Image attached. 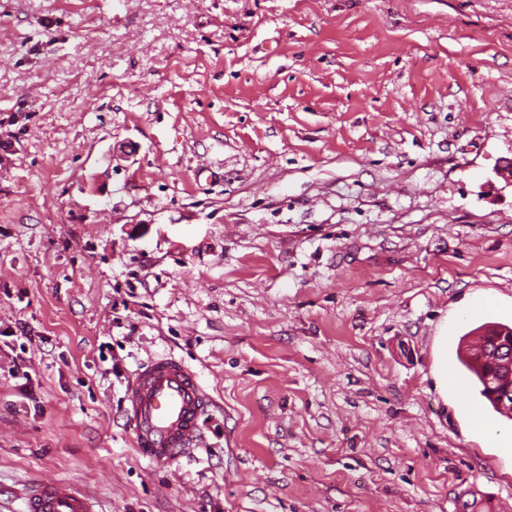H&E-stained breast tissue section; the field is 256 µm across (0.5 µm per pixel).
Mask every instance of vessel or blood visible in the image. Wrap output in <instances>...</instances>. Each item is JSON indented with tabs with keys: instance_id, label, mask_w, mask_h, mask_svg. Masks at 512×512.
<instances>
[{
	"instance_id": "1",
	"label": "vessel or blood",
	"mask_w": 512,
	"mask_h": 512,
	"mask_svg": "<svg viewBox=\"0 0 512 512\" xmlns=\"http://www.w3.org/2000/svg\"><path fill=\"white\" fill-rule=\"evenodd\" d=\"M126 425L138 454L157 464L179 461L203 443L200 419L211 398L197 375L172 357L154 359L126 387ZM28 512H94L72 485L46 480L29 494Z\"/></svg>"
}]
</instances>
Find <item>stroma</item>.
Listing matches in <instances>:
<instances>
[{"label": "stroma", "instance_id": "35a3bbf8", "mask_svg": "<svg viewBox=\"0 0 512 512\" xmlns=\"http://www.w3.org/2000/svg\"><path fill=\"white\" fill-rule=\"evenodd\" d=\"M512 0H0V512H512L456 358L512 324ZM172 355L214 400L126 431ZM126 425L138 454L172 464L203 443L200 419L211 398L197 375L173 357L151 361L126 387ZM27 512H94L87 495L72 485L45 480L30 491Z\"/></svg>", "mask_w": 512, "mask_h": 512}]
</instances>
